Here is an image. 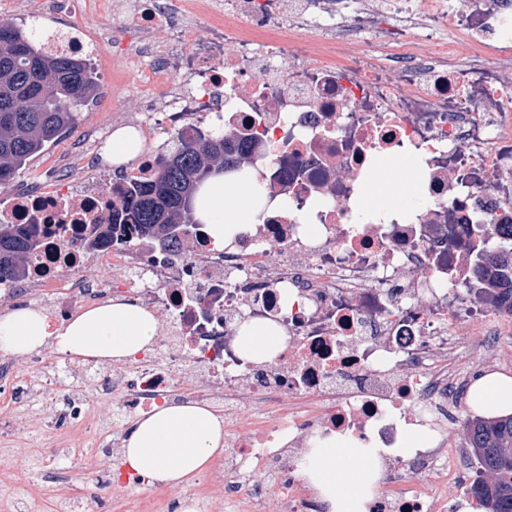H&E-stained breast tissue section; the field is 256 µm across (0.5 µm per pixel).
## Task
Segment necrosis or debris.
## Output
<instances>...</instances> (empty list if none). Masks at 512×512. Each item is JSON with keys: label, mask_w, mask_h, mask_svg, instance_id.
Returning <instances> with one entry per match:
<instances>
[{"label": "necrosis or debris", "mask_w": 512, "mask_h": 512, "mask_svg": "<svg viewBox=\"0 0 512 512\" xmlns=\"http://www.w3.org/2000/svg\"><path fill=\"white\" fill-rule=\"evenodd\" d=\"M74 21L57 26L43 0L34 26L48 48L97 61L102 38L83 19L135 14L123 47L144 59L147 84L167 94L134 119L144 148L129 173L95 169L77 187H55L53 169L12 186L0 221L38 227V252L0 299L24 298L52 323L81 306L132 299L160 318L132 358L81 371L66 385L36 350L0 364V436L18 431L25 394L64 400L67 415L36 419L68 433L72 464L101 465L111 496L144 485L122 470L120 435H109L93 400L128 416L167 401L196 400L223 413L224 497L265 512H323L300 474L315 442L359 438L378 450L384 490L369 512H447L421 474L454 475L467 490L476 459L457 467L445 442L402 454L407 429L446 430L467 391L457 362L494 308L472 277L474 248L512 246V0H213L210 38L193 40L190 0H69ZM470 43L459 53L447 22ZM316 39L303 38L308 28ZM166 30L164 43L152 35ZM399 45L391 65L349 53L352 36ZM431 44L403 51L409 37ZM219 132L257 139L232 179L250 175L264 199L254 224L222 246L205 225L178 230L191 248L164 245L113 224L133 180L157 171L168 142ZM422 174L416 205L392 193L369 202L382 161ZM496 225L484 236L485 225ZM278 329L283 348L265 361L238 351L243 323ZM456 330H449V321Z\"/></svg>", "instance_id": "1"}]
</instances>
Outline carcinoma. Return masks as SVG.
Segmentation results:
<instances>
[{
  "instance_id": "cac0c4a2",
  "label": "carcinoma",
  "mask_w": 512,
  "mask_h": 512,
  "mask_svg": "<svg viewBox=\"0 0 512 512\" xmlns=\"http://www.w3.org/2000/svg\"><path fill=\"white\" fill-rule=\"evenodd\" d=\"M97 93L90 64L45 51L30 31L0 23V185L13 183L47 144L75 128L83 104ZM254 147L222 133L176 142L151 179L133 182L125 198L130 224L141 236L180 244L176 230L197 220L198 185L235 169ZM36 244L35 225L0 221V281L24 275ZM473 274L492 306L512 315V248L477 253ZM464 428L484 474L470 493L485 512H512V416L468 418Z\"/></svg>"
}]
</instances>
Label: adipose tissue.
Listing matches in <instances>:
<instances>
[{"instance_id":"ef3b65f1","label":"adipose tissue","mask_w":512,"mask_h":512,"mask_svg":"<svg viewBox=\"0 0 512 512\" xmlns=\"http://www.w3.org/2000/svg\"><path fill=\"white\" fill-rule=\"evenodd\" d=\"M254 187L249 180L207 183L197 198L198 214L215 243L233 237L252 223ZM154 313L132 301L119 300L78 311L59 328H51L40 312L21 307L0 321V351L19 355L53 342L65 354L100 359L126 358L148 347L156 337ZM277 332L262 323L244 324L239 353L249 360H267L280 348ZM469 400L481 414H512V376L489 372L473 384ZM344 468L335 444L316 442L306 455L302 473L316 489L325 512H368L377 473L375 451L352 440ZM224 454V426L203 403L156 405L135 423L122 455L135 472L152 484L177 488L206 471Z\"/></svg>"}]
</instances>
